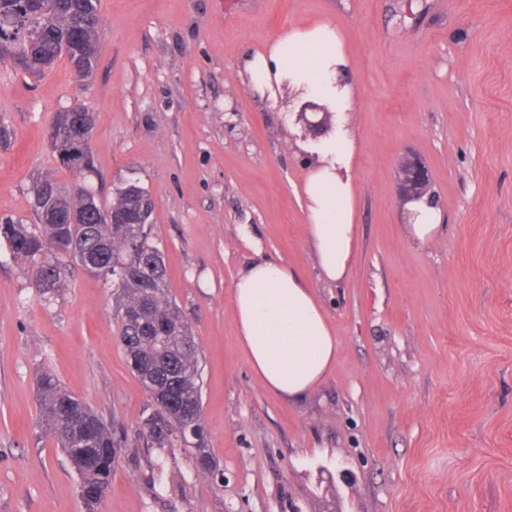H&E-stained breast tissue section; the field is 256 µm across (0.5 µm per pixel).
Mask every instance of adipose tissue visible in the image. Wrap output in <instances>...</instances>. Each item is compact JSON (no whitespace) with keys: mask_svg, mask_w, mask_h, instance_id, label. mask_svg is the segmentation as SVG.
<instances>
[{"mask_svg":"<svg viewBox=\"0 0 512 512\" xmlns=\"http://www.w3.org/2000/svg\"><path fill=\"white\" fill-rule=\"evenodd\" d=\"M258 94L271 109H284L279 88L318 99L334 114L333 127L308 152L304 183L308 241L321 276L332 283L349 275L358 244L357 192L353 167L357 140L348 123L358 106L343 36L327 23L295 28L245 61ZM409 240L432 241L443 213L433 199L406 203L400 212ZM238 337L252 371L271 394L298 400L327 377L340 351L339 339L305 277L287 263L260 255L232 285Z\"/></svg>","mask_w":512,"mask_h":512,"instance_id":"ef3b65f1","label":"adipose tissue"}]
</instances>
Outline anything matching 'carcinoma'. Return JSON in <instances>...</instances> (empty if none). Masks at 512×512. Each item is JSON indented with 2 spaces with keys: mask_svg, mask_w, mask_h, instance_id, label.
Returning <instances> with one entry per match:
<instances>
[{
  "mask_svg": "<svg viewBox=\"0 0 512 512\" xmlns=\"http://www.w3.org/2000/svg\"><path fill=\"white\" fill-rule=\"evenodd\" d=\"M48 7L47 23L36 24L31 41L17 27L23 14L36 21ZM103 24L96 0H0V46L22 64L17 69L42 76L65 58L75 81L92 78ZM61 164L73 172H92L93 156L72 159L77 149L67 138L51 141ZM34 223L0 219L4 242L44 299L62 288L69 265L112 281L117 289L119 341L131 369L156 406L170 396L175 408L141 421L152 444L187 448L196 468L212 475L217 464L207 448L202 420L199 346L168 289L163 253L150 236L153 202L136 183L116 189L108 205L98 202L84 183L66 185L47 175L32 187ZM72 245L60 253L58 243ZM39 422L56 442L78 476L87 512H99L97 491L109 488L120 444L112 428L51 374L38 379Z\"/></svg>",
  "mask_w": 512,
  "mask_h": 512,
  "instance_id": "cac0c4a2",
  "label": "carcinoma"
}]
</instances>
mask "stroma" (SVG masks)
<instances>
[{
	"label": "stroma",
	"mask_w": 512,
	"mask_h": 512,
	"mask_svg": "<svg viewBox=\"0 0 512 512\" xmlns=\"http://www.w3.org/2000/svg\"><path fill=\"white\" fill-rule=\"evenodd\" d=\"M93 79L67 60L42 79L0 64V218L31 188L78 179L49 146L56 112L94 115L93 172L111 202L150 194L169 289L201 350L215 484L180 445L155 448V405L117 336L115 290L73 267L52 301L0 244V512H85L41 429L40 370L122 439L103 512H512V0H96ZM344 38L360 101L357 255L342 283L307 240L297 114L270 110L241 70L295 27ZM431 176L438 237L407 241L399 163ZM299 268L340 341L320 387L269 393L238 342L232 285L256 252Z\"/></svg>",
	"instance_id": "35a3bbf8"
}]
</instances>
